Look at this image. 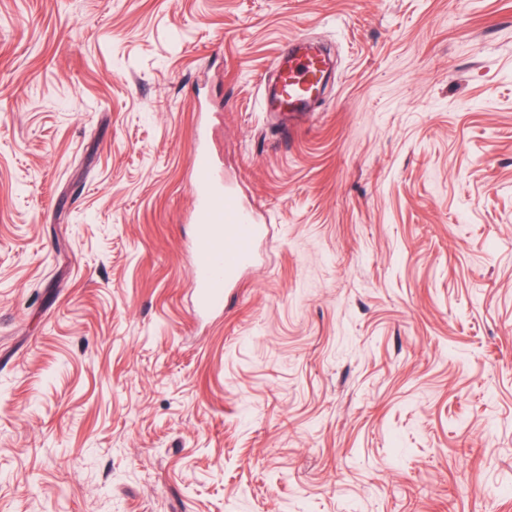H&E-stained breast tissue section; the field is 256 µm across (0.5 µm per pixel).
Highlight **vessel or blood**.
<instances>
[{"instance_id":"1","label":"vessel or blood","mask_w":512,"mask_h":512,"mask_svg":"<svg viewBox=\"0 0 512 512\" xmlns=\"http://www.w3.org/2000/svg\"><path fill=\"white\" fill-rule=\"evenodd\" d=\"M328 63L320 49L302 38L291 39L273 64V78L262 94L267 112H305L324 90ZM190 168L197 222L191 288L199 313L222 311L226 288L254 266L257 247L268 233L258 212L242 204L236 191L222 184L204 133H196Z\"/></svg>"}]
</instances>
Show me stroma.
<instances>
[{
    "label": "stroma",
    "mask_w": 512,
    "mask_h": 512,
    "mask_svg": "<svg viewBox=\"0 0 512 512\" xmlns=\"http://www.w3.org/2000/svg\"><path fill=\"white\" fill-rule=\"evenodd\" d=\"M0 512H512V0H0ZM327 59L320 49L301 37L291 39L273 64V79L262 93L264 112H308L322 95ZM190 168L198 223L192 241L191 288L197 311L209 314L224 310L226 288L256 263L257 247L268 234V225L256 210L242 204L231 186L218 180L201 124Z\"/></svg>",
    "instance_id": "obj_1"
}]
</instances>
